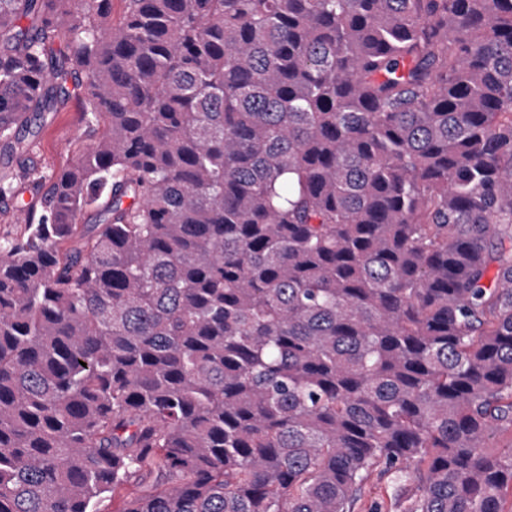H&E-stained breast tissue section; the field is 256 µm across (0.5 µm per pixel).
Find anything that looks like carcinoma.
Returning <instances> with one entry per match:
<instances>
[{
  "mask_svg": "<svg viewBox=\"0 0 512 512\" xmlns=\"http://www.w3.org/2000/svg\"><path fill=\"white\" fill-rule=\"evenodd\" d=\"M124 2L0 0V156L101 128L0 240V512H512V0ZM82 100L73 94L58 105L55 112H42L32 126L34 136H28L27 156L14 157L7 162L0 160V177L18 169L20 162L34 165L43 176L42 192L51 185V179L61 170L72 165L79 154L94 141L83 120ZM392 476L376 469L357 492L353 512H402L394 503Z\"/></svg>",
  "mask_w": 512,
  "mask_h": 512,
  "instance_id": "carcinoma-1",
  "label": "carcinoma"
}]
</instances>
